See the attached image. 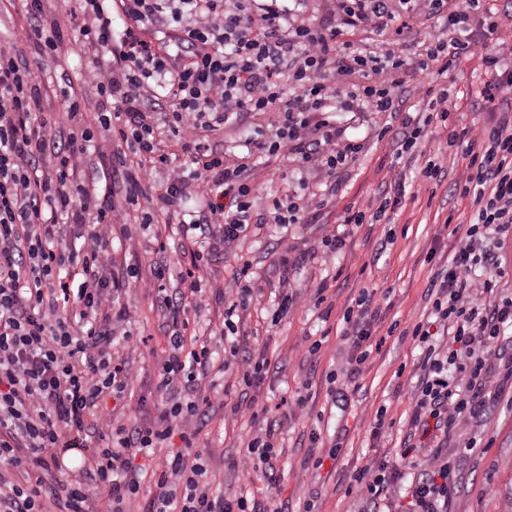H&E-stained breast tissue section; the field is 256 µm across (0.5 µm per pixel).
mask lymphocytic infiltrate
<instances>
[{"label": "lymphocytic infiltrate", "mask_w": 512, "mask_h": 512, "mask_svg": "<svg viewBox=\"0 0 512 512\" xmlns=\"http://www.w3.org/2000/svg\"><path fill=\"white\" fill-rule=\"evenodd\" d=\"M74 2L73 43L91 55L83 81L100 98L96 121L104 137L86 124V101L72 81L44 91L16 45L0 47V512H132L141 489L135 457L156 454L174 435L183 446L165 456L148 512H289L272 499L216 488L209 456L194 447L200 379L212 353L204 341L186 349V304L166 305L169 354L157 382L164 399L157 421L131 427L102 413L101 400L122 401L133 379L127 362L112 355L115 339L132 341L131 332L113 329L130 314L106 286L112 229L127 223L133 208L145 225L174 215L196 193L206 208L186 230L221 225L208 248L232 247L253 222L258 155H291L300 172L335 178L362 149L345 138L335 113L395 112L397 74H445L482 37L491 42L479 91L490 121L456 129L447 89L432 85L422 92L423 112L402 121L399 152L408 156L425 128L448 130L446 145L421 170L424 180L447 171L449 144L462 145L454 189L473 208L469 222L453 228L457 246L432 283L431 323L409 329L421 349L402 449L412 473L379 461L351 478L358 512H450L458 473L478 440L469 437L465 452L455 454L448 442L493 406L490 358L512 327V295L501 293L499 256L485 245L491 233L501 245L512 238V31L502 29L498 12L488 0H465L460 11L448 10L447 0H336L337 19L312 24L301 12L307 0ZM24 12L29 24L21 34L38 56L65 54L57 27L42 21L45 0H24ZM441 16L447 39L404 54L415 23ZM355 31L376 39L348 40ZM157 32L162 42L147 41ZM60 111L70 121L65 132ZM259 112L274 113L271 132L246 138V154L225 161L213 132ZM164 132L178 141L185 163L164 153ZM91 154L126 169L122 201L81 177ZM160 169L167 179L153 196L145 183ZM321 205L315 194L291 192L272 199L263 221L296 224ZM78 239L83 247H75ZM251 277V262L241 261L242 287L224 307V363L236 365L249 389L269 366L265 353L239 350ZM378 317L366 291L346 310L340 338L347 358L336 397L345 398L382 348ZM438 328L450 331V346L435 342ZM93 435L101 445L92 449ZM73 449L86 454L78 477L58 489L47 485L45 473L64 471L63 456ZM282 454L267 430L233 468L244 479L258 474L272 482ZM99 487L106 496H96Z\"/></svg>", "instance_id": "lymphocytic-infiltrate-1"}]
</instances>
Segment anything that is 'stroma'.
Listing matches in <instances>:
<instances>
[{
  "instance_id": "35a3bbf8",
  "label": "stroma",
  "mask_w": 512,
  "mask_h": 512,
  "mask_svg": "<svg viewBox=\"0 0 512 512\" xmlns=\"http://www.w3.org/2000/svg\"><path fill=\"white\" fill-rule=\"evenodd\" d=\"M41 85L51 86L53 78L68 74L74 85L82 86L87 118H94L96 91L83 85L87 58L71 54L58 60L39 59L32 43L20 45ZM481 56L461 59L435 86L447 87L457 105L453 119L457 127L488 121L478 95L483 77ZM401 101L398 115L387 112H340L336 122L348 138L363 143L356 161L339 172L341 186L330 193L320 180L308 179V191L323 195L321 210L309 213L306 223L281 228L266 224L251 229L236 247L217 249L208 259L196 261L193 244L183 237L177 217L142 229L131 224V240L115 245L112 252V279L109 286L118 305L126 307L131 318L124 330L133 334L135 345L120 348L134 374L125 392L123 407L106 399L105 410L116 411L130 424L156 421L161 398L156 391L158 373L165 356L167 340L162 331L164 312L160 291L149 287L147 251L171 267L198 264L203 289L199 304L190 308L191 327L207 340L213 366L200 381L201 393L211 400L204 415L196 421V448L210 457L217 482L230 489L248 485L252 493H269L288 502L292 512H300L306 501H313L314 512H352L355 498L347 488L356 470L373 461L384 460L399 470L407 465L401 456V442L410 414L413 382L409 377L419 350L411 337L388 335L392 323L408 327L426 318L431 303L427 289L434 273L442 268L454 251L455 238L444 226L445 220L466 223L471 214L470 200L455 195L454 173L441 180L423 182L420 175L426 156L445 141L443 128L428 127L417 149L414 162L397 159V131L404 116L422 111L419 80L403 74L397 88ZM299 173L292 157L279 155L261 158L254 171V186L260 206L273 197L298 190ZM404 182L408 197L388 219L365 224L347 233L336 252L322 243L326 231L339 224L350 206L361 207L370 199L389 196L395 182ZM287 265H280V256ZM249 259L257 273L256 301L242 312V345L247 351L265 350L270 365L259 380L256 391L269 408L276 439L284 450L285 467L275 485L262 477L245 483L231 466L243 454L256 426L249 415L231 414L241 391L236 369L224 368V301L237 286L235 269L240 259ZM326 286L333 307L322 315L312 303L302 302L287 318L272 323L271 310L276 297L291 289L310 294ZM375 293L380 307L377 324L386 342L366 364L361 386L349 391L347 401H334L328 381L337 371L345 351L340 346L343 315L354 306L363 290ZM317 352H310L312 343ZM501 397L482 420L478 431L491 445L472 453L458 477V490L452 499V512H512V379H491ZM306 397L305 414L294 412L292 403ZM386 408L390 426L375 431L374 416ZM320 435L322 468L304 465L310 432ZM338 446L336 458H328L331 446Z\"/></svg>"
}]
</instances>
